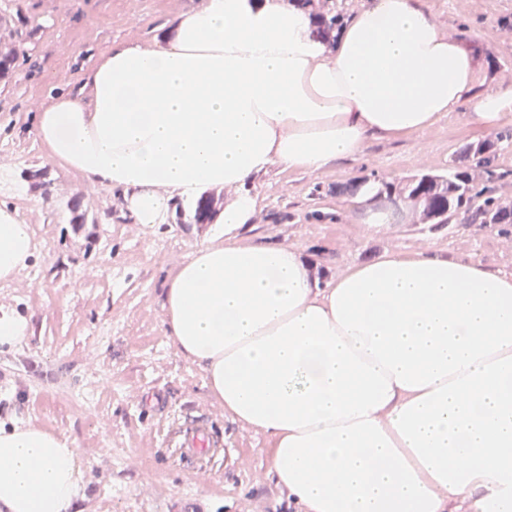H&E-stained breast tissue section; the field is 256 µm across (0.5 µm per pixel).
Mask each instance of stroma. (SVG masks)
<instances>
[{"label":"stroma","mask_w":512,"mask_h":512,"mask_svg":"<svg viewBox=\"0 0 512 512\" xmlns=\"http://www.w3.org/2000/svg\"><path fill=\"white\" fill-rule=\"evenodd\" d=\"M199 0H0V27L16 55L0 75V205L36 231L37 251L0 306L29 317L27 336L0 346V423L39 425L74 443L84 485L75 512H170L200 497L208 512H296L269 472L266 437L214 403L199 367L163 330L175 263L220 226L134 223L121 195L48 160L33 136L43 101L77 92L104 48L151 39ZM435 23L466 40L483 87L512 90V0H428ZM460 112L422 133L376 139L360 159L319 172L271 171L253 183L260 206L249 238L293 244L320 282L386 251L433 248L512 273V224H420L408 210L371 236L341 184L370 174L401 179L444 172L455 150L482 140ZM43 169L50 195L28 174ZM79 197L83 224L65 203ZM203 415L223 454L195 466L177 452V428Z\"/></svg>","instance_id":"1"}]
</instances>
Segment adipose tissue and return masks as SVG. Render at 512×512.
I'll return each mask as SVG.
<instances>
[{
  "instance_id": "ef3b65f1",
  "label": "adipose tissue",
  "mask_w": 512,
  "mask_h": 512,
  "mask_svg": "<svg viewBox=\"0 0 512 512\" xmlns=\"http://www.w3.org/2000/svg\"><path fill=\"white\" fill-rule=\"evenodd\" d=\"M293 0H200L151 41L105 48L78 93L50 97L46 156L164 223L235 188L168 278L166 335L210 395L270 443L302 512H512V273L435 249L385 251L319 285L300 248L247 243L254 180L360 158L374 138L451 112L478 129L512 113L426 0H365L334 42ZM35 255L0 207V282ZM70 439L0 424V512H73Z\"/></svg>"
}]
</instances>
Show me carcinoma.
I'll use <instances>...</instances> for the list:
<instances>
[{"label": "carcinoma", "instance_id": "obj_1", "mask_svg": "<svg viewBox=\"0 0 512 512\" xmlns=\"http://www.w3.org/2000/svg\"><path fill=\"white\" fill-rule=\"evenodd\" d=\"M345 0H323L327 9L317 11V31L329 39L344 20ZM512 139L505 129L494 138L461 147L444 174L421 172L400 181L377 180L378 195L413 206L421 224H450L461 217L467 224H512V205L491 195L489 183L502 178L493 161L496 143ZM214 198L202 196L190 208L189 216L211 222Z\"/></svg>", "mask_w": 512, "mask_h": 512}]
</instances>
